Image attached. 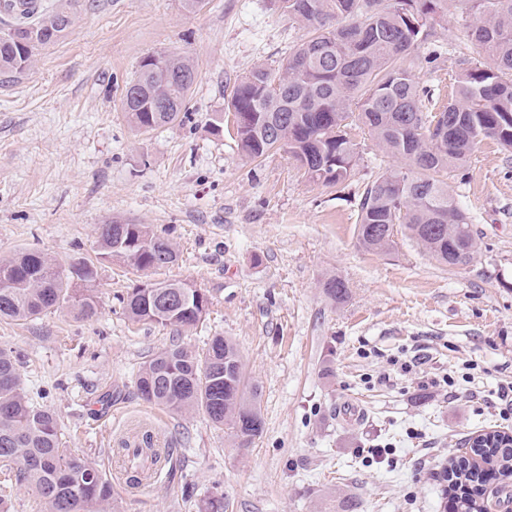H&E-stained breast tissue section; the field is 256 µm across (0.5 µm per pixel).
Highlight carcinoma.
<instances>
[{
	"instance_id": "1",
	"label": "carcinoma",
	"mask_w": 512,
	"mask_h": 512,
	"mask_svg": "<svg viewBox=\"0 0 512 512\" xmlns=\"http://www.w3.org/2000/svg\"><path fill=\"white\" fill-rule=\"evenodd\" d=\"M23 9L0 17V74L27 69L39 48L74 25L67 8L36 10L32 0H3ZM307 30L278 69L257 66L241 76L228 108L235 117L239 154L251 161L284 149L312 183L340 185L358 166L349 121L366 126L376 145L406 171L387 170L361 197L357 240L369 251L393 244L386 227L399 224L422 251L446 267L469 264L479 250L466 213L450 194L444 173L462 167L477 144L492 138L512 148V0H277ZM460 5L467 37L482 58L461 68L453 98L432 114L414 74L415 46L431 35L435 17ZM193 60L165 51L143 60L121 95V111L147 133L188 117ZM127 262L155 271L178 260L173 243L145 224L113 219L99 227L96 257L64 268L41 251L0 260V319L27 321L66 310L97 314L92 282L98 264ZM327 296L341 303L348 285L331 276ZM137 322L191 328L209 310L208 295L180 281L134 288L118 297ZM146 401L174 412L203 410L216 426L250 445L263 429L259 386L247 374L236 344L215 336L203 355L173 344L143 362L135 380ZM0 468L30 481L45 512H107L112 483L67 448L57 414L26 395L16 360L0 350ZM512 477V435L475 437L469 455L443 471L456 512H482L477 487L487 471Z\"/></svg>"
}]
</instances>
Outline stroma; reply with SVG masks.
Returning <instances> with one entry per match:
<instances>
[{
  "mask_svg": "<svg viewBox=\"0 0 512 512\" xmlns=\"http://www.w3.org/2000/svg\"><path fill=\"white\" fill-rule=\"evenodd\" d=\"M69 7L73 30L30 68L0 74V257L33 249L60 263L93 256L97 229L114 218L149 225L180 253L141 271L98 267V313L65 311L0 321L31 402L56 412L71 452L112 482L111 512H197L220 492L224 512H442L439 472L465 439L512 431L497 386L512 380V150L482 140L448 188L480 243L448 270L403 231L386 252L357 242L366 183L396 167L366 127L348 130L360 152L341 186L307 181L287 152L242 158L213 130L235 81L277 68L305 31L276 0H41ZM161 50L191 56L196 79L183 123L140 134L120 108L124 85ZM416 77L435 112L456 91L462 61L478 54L461 15L435 25L414 51ZM349 287L336 303L330 276ZM206 291L209 312L190 329L134 322L115 297L148 281ZM234 341L261 388L263 433L237 447L203 411L175 413L144 400L143 361L179 343L205 351ZM423 360V388L398 362ZM364 410L342 418L346 401ZM173 457L148 487L122 475L125 449L144 443Z\"/></svg>",
  "mask_w": 512,
  "mask_h": 512,
  "instance_id": "1",
  "label": "stroma"
}]
</instances>
